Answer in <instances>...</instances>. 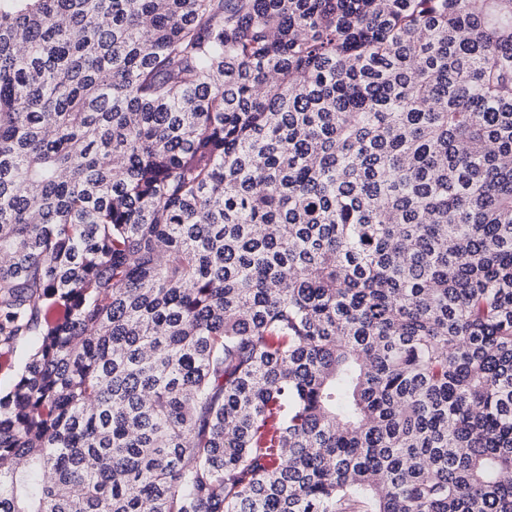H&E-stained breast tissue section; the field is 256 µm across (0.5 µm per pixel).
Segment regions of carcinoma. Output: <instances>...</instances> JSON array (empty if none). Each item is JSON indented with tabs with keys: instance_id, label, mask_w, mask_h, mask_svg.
Segmentation results:
<instances>
[{
	"instance_id": "obj_1",
	"label": "carcinoma",
	"mask_w": 512,
	"mask_h": 512,
	"mask_svg": "<svg viewBox=\"0 0 512 512\" xmlns=\"http://www.w3.org/2000/svg\"><path fill=\"white\" fill-rule=\"evenodd\" d=\"M0 512H512V0H0Z\"/></svg>"
}]
</instances>
